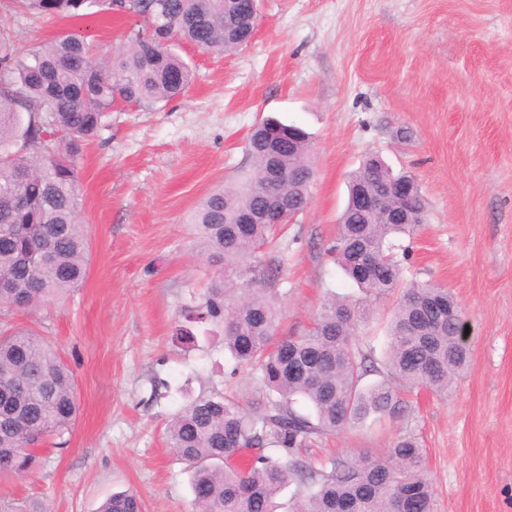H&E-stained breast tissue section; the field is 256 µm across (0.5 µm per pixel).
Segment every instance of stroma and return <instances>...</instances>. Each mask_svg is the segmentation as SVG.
<instances>
[{"instance_id":"obj_1","label":"stroma","mask_w":512,"mask_h":512,"mask_svg":"<svg viewBox=\"0 0 512 512\" xmlns=\"http://www.w3.org/2000/svg\"><path fill=\"white\" fill-rule=\"evenodd\" d=\"M16 48L64 32L112 57L141 19L91 8L61 19L0 9ZM193 71L170 102L112 110L73 160L89 241L80 288L5 319L48 338L76 376L79 414L23 477H0V512H97L130 489L145 512H192L189 474L167 442L187 394L237 389L219 336L175 337L217 266L189 221L251 166L262 118L312 136L308 208L268 248L278 260L280 335L309 329L352 283L326 249L347 182L380 156L414 175L423 224L403 237L405 283L447 288L469 327V366L450 397L416 389L392 420L368 419L303 452L385 454L419 437L433 512H512V0H259L253 40L229 53L185 42Z\"/></svg>"}]
</instances>
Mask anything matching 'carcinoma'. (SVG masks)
Wrapping results in <instances>:
<instances>
[{
  "label": "carcinoma",
  "instance_id": "1",
  "mask_svg": "<svg viewBox=\"0 0 512 512\" xmlns=\"http://www.w3.org/2000/svg\"><path fill=\"white\" fill-rule=\"evenodd\" d=\"M104 1L10 0V8L75 18ZM237 0H133L132 14L150 24L130 47L104 61L90 44L65 33L19 54L9 30H0V308L26 310L78 287L87 273L88 240L78 220L72 158L97 135L117 103L169 102L191 82L189 65L171 48L177 36L220 52L245 43L237 30ZM287 137L248 138L252 170L240 185L211 193L192 223L208 260L222 265L202 300L196 322L224 332V350L254 370L257 394L242 404L212 391L191 398L167 427L170 447L187 466L196 512H278L276 496L295 484L288 512H432V483L418 439L398 435L384 456L338 454L319 468L301 450L370 416L404 414L400 387L442 396L468 367L462 312L448 289L403 285L393 238L412 225L385 211L367 219L356 208L360 187L399 179L376 157L350 177L348 201L330 252L361 296L327 302L302 336L274 342L282 307L277 271L262 249L278 224H248L242 213L278 199L300 206L314 177L310 136L301 127L267 119ZM400 292L387 323L389 346L382 380L361 381L376 370L369 340L358 333L368 301ZM79 402L73 371L51 343L28 329L0 332V475L24 476L40 463L39 448L68 432ZM126 490L98 512H143Z\"/></svg>",
  "mask_w": 512,
  "mask_h": 512
}]
</instances>
